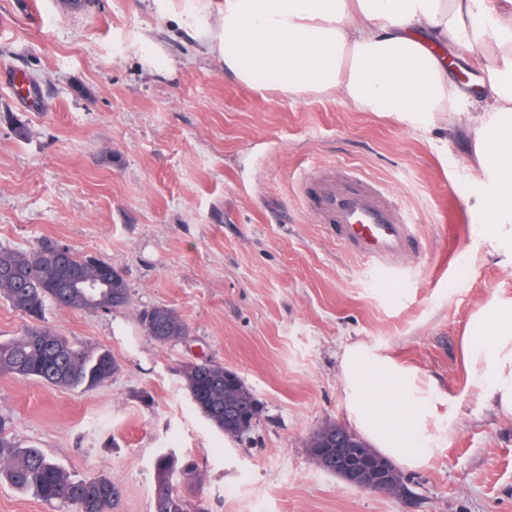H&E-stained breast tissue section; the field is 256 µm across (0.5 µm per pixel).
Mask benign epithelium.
Listing matches in <instances>:
<instances>
[{"label":"benign epithelium","instance_id":"obj_1","mask_svg":"<svg viewBox=\"0 0 512 512\" xmlns=\"http://www.w3.org/2000/svg\"><path fill=\"white\" fill-rule=\"evenodd\" d=\"M330 448L336 449L333 472L348 485L381 495L392 494L397 489L400 474L395 466L365 442L348 434L340 424L325 428L321 440L313 444L318 456L326 455Z\"/></svg>","mask_w":512,"mask_h":512}]
</instances>
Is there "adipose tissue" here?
<instances>
[{
    "label": "adipose tissue",
    "mask_w": 512,
    "mask_h": 512,
    "mask_svg": "<svg viewBox=\"0 0 512 512\" xmlns=\"http://www.w3.org/2000/svg\"><path fill=\"white\" fill-rule=\"evenodd\" d=\"M196 33L226 72L257 77L297 98L333 95L355 110L397 113L409 126L474 132L486 192L489 247L512 250V0H220ZM469 44L487 52L484 94L463 112L462 89L431 47ZM482 334L461 338L477 398L512 417V300L485 299L474 314ZM345 416L401 468L424 467L446 438L435 412L437 383L370 342L338 357Z\"/></svg>",
    "instance_id": "ef3b65f1"
}]
</instances>
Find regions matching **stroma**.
Returning a JSON list of instances; mask_svg holds the SVG:
<instances>
[{"instance_id":"obj_1","label":"stroma","mask_w":512,"mask_h":512,"mask_svg":"<svg viewBox=\"0 0 512 512\" xmlns=\"http://www.w3.org/2000/svg\"><path fill=\"white\" fill-rule=\"evenodd\" d=\"M208 0H0V246L43 239L112 262L129 291L110 311L48 307L44 323L120 366L92 390L0 376V415L75 478L104 475L119 512H154L155 457L191 459L179 493L209 512H512V419L479 402L460 352L512 266L483 240L467 126L415 129L333 96L240 84L208 55ZM26 80L28 93L16 90ZM352 167L386 189L421 243L402 279L330 241L299 191ZM173 309L161 344L143 314ZM373 342L435 380L452 429L399 493L349 486L309 455L344 423L338 352ZM207 356L262 409L231 438L199 414L182 367ZM142 323L148 335L161 344L180 341L189 335L188 326L174 310L165 306L146 312Z\"/></svg>"}]
</instances>
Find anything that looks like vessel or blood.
Returning <instances> with one entry per match:
<instances>
[{"label":"vessel or blood","mask_w":512,"mask_h":512,"mask_svg":"<svg viewBox=\"0 0 512 512\" xmlns=\"http://www.w3.org/2000/svg\"><path fill=\"white\" fill-rule=\"evenodd\" d=\"M306 203L317 223L328 225L337 241L396 279L415 253V234L391 194L355 174L312 172L302 179Z\"/></svg>","instance_id":"b4317fda"}]
</instances>
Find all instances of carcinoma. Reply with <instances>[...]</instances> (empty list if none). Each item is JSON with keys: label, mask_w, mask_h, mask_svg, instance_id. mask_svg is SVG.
Returning a JSON list of instances; mask_svg holds the SVG:
<instances>
[{"label": "carcinoma", "mask_w": 512, "mask_h": 512, "mask_svg": "<svg viewBox=\"0 0 512 512\" xmlns=\"http://www.w3.org/2000/svg\"><path fill=\"white\" fill-rule=\"evenodd\" d=\"M0 299L29 319L17 336L0 342V375L34 380L64 389H93L110 381L119 365L108 351L87 352L41 324L47 307L62 310L108 311L128 302V288L112 263L80 256L68 249L59 254V241L44 239L32 250L0 247ZM142 323L156 342H176L189 336L188 326L165 306L146 312ZM226 367L210 358L185 365L184 387L195 409L216 429L231 436L243 432L225 426L224 405L255 398L240 376L224 385ZM193 465L173 453L158 456L154 463L155 512H207L175 490L178 477ZM0 480L58 508L75 512H116L121 491L112 479L98 475L75 479L43 449L17 442L9 420L0 417Z\"/></svg>", "instance_id": "1"}]
</instances>
